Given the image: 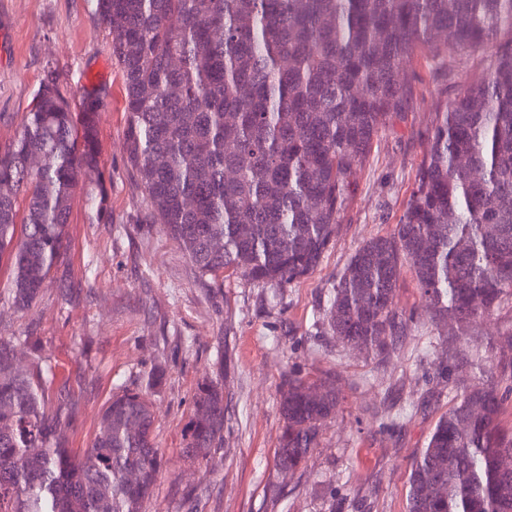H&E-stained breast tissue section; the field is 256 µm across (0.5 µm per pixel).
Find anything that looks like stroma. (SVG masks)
I'll return each instance as SVG.
<instances>
[{
    "mask_svg": "<svg viewBox=\"0 0 512 512\" xmlns=\"http://www.w3.org/2000/svg\"><path fill=\"white\" fill-rule=\"evenodd\" d=\"M112 37L91 0H0V143L33 100L46 67L68 86L102 85L99 140L111 222L92 220L86 186L75 192L69 250L31 309L8 301L0 262V336L37 337L78 412L64 422L71 448L90 446L104 405L125 388L153 403L162 467L146 512H405L408 478L459 384L485 375L471 355L512 329V304L468 328L435 323L403 272L396 302L408 317L391 354L336 341L323 321L337 276L360 245L393 234L426 154L442 93L456 94L490 63L477 53L449 67L426 51L405 68L408 98L357 170L336 235L317 270L280 289L244 277L198 274L146 218V197L126 161L122 76ZM75 289L62 300L59 281ZM328 379L342 397L320 429L302 474L272 500L275 448L288 376ZM219 382L224 439L206 460L183 456L198 383Z\"/></svg>",
    "mask_w": 512,
    "mask_h": 512,
    "instance_id": "obj_1",
    "label": "stroma"
}]
</instances>
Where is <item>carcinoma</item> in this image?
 Wrapping results in <instances>:
<instances>
[{"label": "carcinoma", "instance_id": "carcinoma-1", "mask_svg": "<svg viewBox=\"0 0 512 512\" xmlns=\"http://www.w3.org/2000/svg\"><path fill=\"white\" fill-rule=\"evenodd\" d=\"M112 35L127 112L126 155L147 218L199 274L281 288L314 272L381 125L405 108L401 74L419 49L488 52L483 77L436 101V122L393 235L361 245L336 280L326 323L367 354L396 350L395 301L409 267L433 317L467 327L512 301V0H94ZM103 90L44 71L0 144V257L11 304L29 309L68 246L74 190L109 219ZM0 336V512H143L162 465L147 396L124 389L83 452L59 433L73 403L25 338ZM484 383L456 390L411 466L406 512H512V354L480 356ZM339 395L288 378L277 470L305 467ZM227 403L197 385L184 454L206 459Z\"/></svg>", "mask_w": 512, "mask_h": 512}]
</instances>
